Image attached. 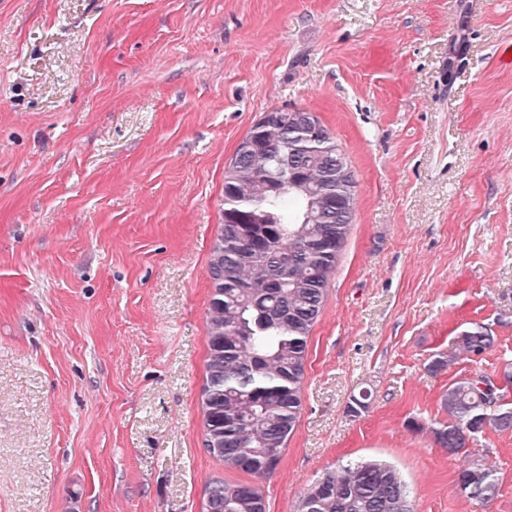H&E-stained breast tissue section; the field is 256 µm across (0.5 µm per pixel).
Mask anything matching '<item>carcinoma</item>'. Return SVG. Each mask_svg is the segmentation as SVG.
<instances>
[{
	"label": "carcinoma",
	"mask_w": 512,
	"mask_h": 512,
	"mask_svg": "<svg viewBox=\"0 0 512 512\" xmlns=\"http://www.w3.org/2000/svg\"><path fill=\"white\" fill-rule=\"evenodd\" d=\"M304 110L271 112L239 142L224 179V207L211 250L212 293L202 408L205 446L247 482L216 479L206 512H266L262 483L277 469L302 409L308 338L324 306L355 214V198L327 176L348 169L331 133ZM285 169L293 179L275 180ZM459 347L478 356L494 342L481 324L462 331ZM448 422L432 429L452 454L487 428L512 430V405L484 375L443 395ZM466 497L485 507L498 496L493 468L469 460L458 474ZM414 512L399 472L377 460L349 461L299 497L298 512Z\"/></svg>",
	"instance_id": "1"
}]
</instances>
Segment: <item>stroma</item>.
Here are the masks:
<instances>
[{"mask_svg":"<svg viewBox=\"0 0 512 512\" xmlns=\"http://www.w3.org/2000/svg\"><path fill=\"white\" fill-rule=\"evenodd\" d=\"M508 43L512 0H0V512H205L244 480L204 445L208 264L228 163L284 108L357 204L267 512L362 459L415 512H512V431L472 448L485 510L432 434L450 385L512 372ZM474 323L494 344L460 354ZM458 486L466 497L485 507L498 496L499 482L493 468L479 460H467L458 474Z\"/></svg>","mask_w":512,"mask_h":512,"instance_id":"stroma-1","label":"stroma"}]
</instances>
